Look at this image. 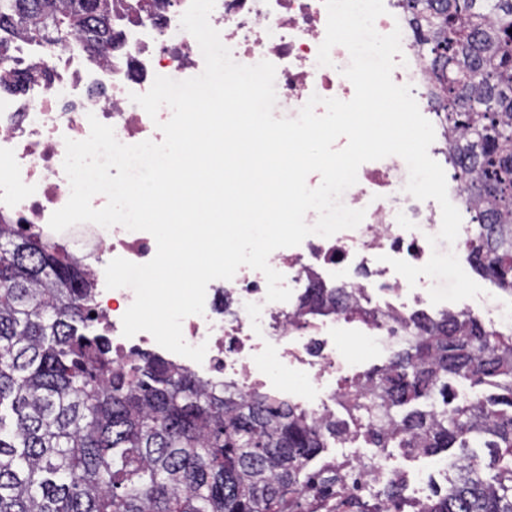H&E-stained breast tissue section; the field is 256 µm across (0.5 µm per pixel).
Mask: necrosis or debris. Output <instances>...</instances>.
<instances>
[{"label": "necrosis or debris", "mask_w": 512, "mask_h": 512, "mask_svg": "<svg viewBox=\"0 0 512 512\" xmlns=\"http://www.w3.org/2000/svg\"><path fill=\"white\" fill-rule=\"evenodd\" d=\"M124 2L131 12L114 24L119 37L111 56L92 60L76 50L48 52L21 40L13 61L0 65L1 80L25 68L49 69L47 79L23 97L0 95V223L70 247L94 284L96 321L111 336L117 360L157 344L146 332L123 336L122 317L134 294L127 288L107 289L105 267L116 257L146 263L157 245L148 232L120 225L50 229L52 213L70 196L63 170L65 141L86 139L92 115L112 126L122 143L160 138L157 124L169 120L170 112L163 108L150 118L132 95L146 93L155 76L184 80L204 69L196 40L180 27L190 0H167L151 14L136 12L139 0ZM384 5L375 29L383 35L400 30L404 57L392 79L410 86L421 113L435 119L433 77L413 16L404 0H384ZM209 21L236 62L275 65L276 111L299 113L314 94L343 101L353 97L354 86L342 74L350 62L345 47L332 48L330 65L317 62L326 34L323 0H216ZM407 180L401 157L362 164L356 184L343 197L346 206L365 212L357 228L328 238L311 235L270 255V266L283 274L292 291L289 301H267L263 273L240 267L232 279L210 282L203 314L182 323L188 344L206 345L203 362L172 352L166 359L213 385L232 387L241 395L272 392L305 410L314 422L336 423L333 447L316 464L317 470L335 477L336 490L380 499L395 486L406 512H425L435 490H447L455 479L457 467L447 458L424 453L419 437H393L386 425L371 423L364 409L368 398L358 385L361 366L346 359L336 344L337 333L349 330L350 318L339 310L314 315L302 305L306 289H345L370 314L359 327L373 352H390L404 343L413 332L414 317H435L438 307L426 289L409 286L390 264L394 258L426 264L432 254L427 238L441 227L439 204L409 195ZM288 372L306 379L302 392H292L282 381Z\"/></svg>", "instance_id": "1"}]
</instances>
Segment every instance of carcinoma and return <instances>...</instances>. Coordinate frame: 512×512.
<instances>
[{"label":"carcinoma","mask_w":512,"mask_h":512,"mask_svg":"<svg viewBox=\"0 0 512 512\" xmlns=\"http://www.w3.org/2000/svg\"><path fill=\"white\" fill-rule=\"evenodd\" d=\"M439 86L440 121L460 132L450 158L482 226L474 271L512 287V0H406ZM24 35L96 57L112 42V0H0V60ZM23 71L0 92L23 94ZM94 296L65 248L0 224V512H323L348 497L310 464L336 436L296 408L219 390L137 353L122 366L88 333ZM313 311L336 290L309 288ZM417 336L366 375L394 428L430 453L470 463L428 512H512V335L460 313L416 322ZM499 393L452 404L454 386ZM483 441L489 462L473 461Z\"/></svg>","instance_id":"carcinoma-1"}]
</instances>
